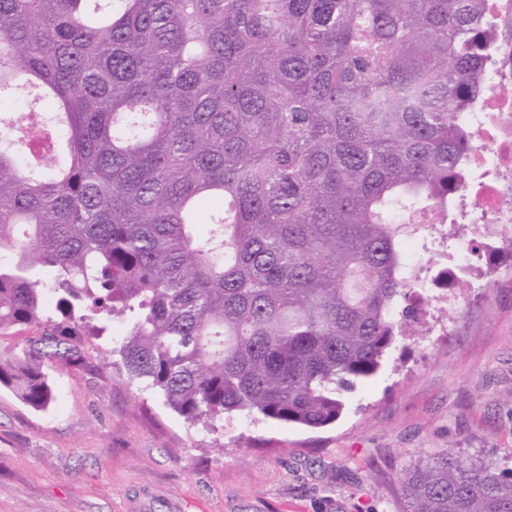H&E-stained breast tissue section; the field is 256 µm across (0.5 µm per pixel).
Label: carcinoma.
<instances>
[{
    "mask_svg": "<svg viewBox=\"0 0 512 512\" xmlns=\"http://www.w3.org/2000/svg\"><path fill=\"white\" fill-rule=\"evenodd\" d=\"M485 2L0 0V336L34 330L0 386L47 408L45 364H84L104 318L191 424L334 423L436 299L404 215L461 189ZM399 488L400 512H512V468L453 449Z\"/></svg>",
    "mask_w": 512,
    "mask_h": 512,
    "instance_id": "obj_1",
    "label": "carcinoma"
}]
</instances>
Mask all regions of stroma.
<instances>
[{
    "label": "stroma",
    "instance_id": "stroma-1",
    "mask_svg": "<svg viewBox=\"0 0 512 512\" xmlns=\"http://www.w3.org/2000/svg\"><path fill=\"white\" fill-rule=\"evenodd\" d=\"M499 259L504 274L432 311L317 430L185 422L114 366L111 326L84 366L47 365V409L0 387V512H399V473L447 446L512 465V255Z\"/></svg>",
    "mask_w": 512,
    "mask_h": 512
}]
</instances>
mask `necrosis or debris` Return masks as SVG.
Masks as SVG:
<instances>
[{
  "instance_id": "1",
  "label": "necrosis or debris",
  "mask_w": 512,
  "mask_h": 512,
  "mask_svg": "<svg viewBox=\"0 0 512 512\" xmlns=\"http://www.w3.org/2000/svg\"><path fill=\"white\" fill-rule=\"evenodd\" d=\"M485 18L497 53L485 74L481 105L466 115L472 141L456 220L493 225L484 251L512 253V95L502 90L512 83V39L503 34L512 28V0H488Z\"/></svg>"
}]
</instances>
